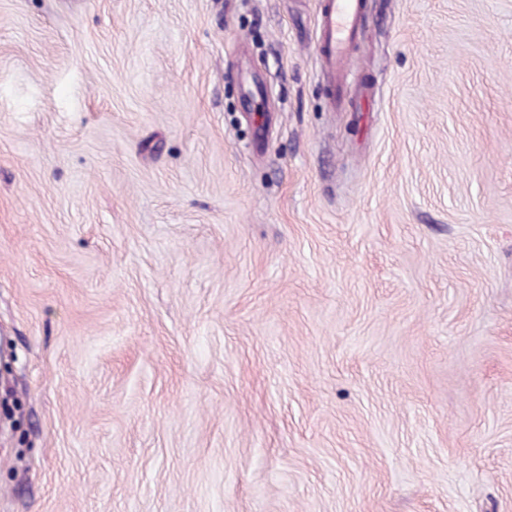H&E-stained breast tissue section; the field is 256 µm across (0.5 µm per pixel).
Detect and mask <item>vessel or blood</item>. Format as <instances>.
Instances as JSON below:
<instances>
[{
	"instance_id": "obj_1",
	"label": "vessel or blood",
	"mask_w": 512,
	"mask_h": 512,
	"mask_svg": "<svg viewBox=\"0 0 512 512\" xmlns=\"http://www.w3.org/2000/svg\"><path fill=\"white\" fill-rule=\"evenodd\" d=\"M364 9V0H324L319 53L329 75L342 73Z\"/></svg>"
}]
</instances>
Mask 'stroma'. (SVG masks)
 Here are the masks:
<instances>
[{"label":"stroma","mask_w":512,"mask_h":512,"mask_svg":"<svg viewBox=\"0 0 512 512\" xmlns=\"http://www.w3.org/2000/svg\"><path fill=\"white\" fill-rule=\"evenodd\" d=\"M0 0V512H512V0ZM363 0H324L319 20L321 62L329 75L340 76L358 24L364 17Z\"/></svg>","instance_id":"stroma-1"}]
</instances>
